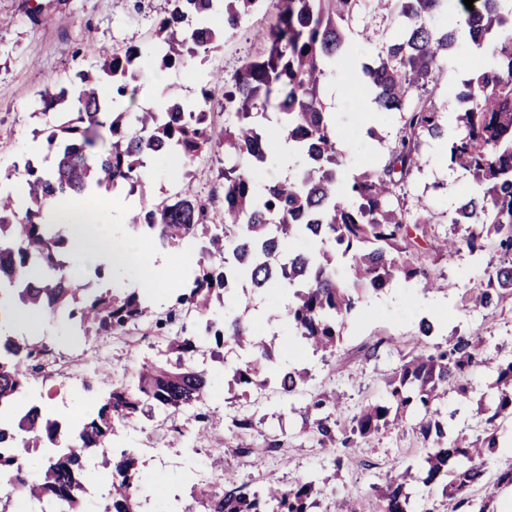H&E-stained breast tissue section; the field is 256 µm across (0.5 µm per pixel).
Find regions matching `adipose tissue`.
Wrapping results in <instances>:
<instances>
[{
	"label": "adipose tissue",
	"mask_w": 512,
	"mask_h": 512,
	"mask_svg": "<svg viewBox=\"0 0 512 512\" xmlns=\"http://www.w3.org/2000/svg\"><path fill=\"white\" fill-rule=\"evenodd\" d=\"M44 219L47 223L68 227L71 275L81 274L89 265L110 268L119 276L131 270L138 288L159 293L165 280L167 259L140 253L132 231H116L110 213L88 215L75 207L63 210L50 204L44 209Z\"/></svg>",
	"instance_id": "adipose-tissue-1"
}]
</instances>
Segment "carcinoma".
<instances>
[{
    "label": "carcinoma",
    "instance_id": "obj_1",
    "mask_svg": "<svg viewBox=\"0 0 512 512\" xmlns=\"http://www.w3.org/2000/svg\"><path fill=\"white\" fill-rule=\"evenodd\" d=\"M213 2L167 0L148 41L95 49V65L76 71L59 92L41 98L44 113L57 112L68 100L73 111L58 112L60 123L51 126L46 138L53 154L50 166L14 165L31 206L19 213L12 192L0 190V293L13 307L68 322L74 339L91 333L118 339L149 320L166 333V352L177 355L174 364L148 361L130 377L111 382L98 406L63 430L48 417V409L22 405L51 353L47 343L37 335L0 336V512H11L22 492L28 493L29 512H81L87 461L116 424L132 419L148 402L169 417L205 403L214 380L193 360L203 344L247 348L252 361L231 369L238 385L272 384L287 397L301 392L308 371L280 365L272 345L252 336L248 303L240 302L229 318H210L216 306L224 305L238 275L247 274L258 292L279 291L285 302L272 310L269 321L285 324L324 357L335 354L345 324L369 295L399 277L433 286L432 272L414 258L411 234L428 220L410 214L402 193L418 167L425 138L448 140L449 165L472 182L471 195L460 201L451 220L468 225L469 233L445 240L440 249L451 253L465 247L474 253L482 249V240H495L504 259L477 290L474 303L496 309L512 300V0H479L459 22L473 45L489 48L492 63L464 81L457 94L462 109L451 126L434 94L442 78L440 63L458 40V29L431 25L443 0H377L397 9L406 25L361 72L379 114L397 118L398 130L387 161L346 182L339 180L344 151L322 93L327 73L344 53V30L360 14L362 0H278L277 21L262 32L263 55L246 61L224 92V110L235 111L232 125H215L204 87L190 111L173 90L165 93L169 106L164 110L137 104L135 62L144 52L153 53L164 68L175 67L209 51L221 37L210 25ZM221 2L224 29L233 30L264 0ZM105 83L112 87L109 101L98 94ZM272 101L281 137L305 165L293 178L258 188L255 175L267 159L266 108ZM213 144L239 159L224 169L221 223L210 222L215 197L201 198L187 181L172 198L142 200L130 224L160 250L202 242L189 289L178 295L177 307L156 317L150 298L135 290L90 293L72 279L64 257L67 239L63 229L42 223L44 203L66 209L79 200L95 210L103 191L127 186L135 192L154 159L176 154L192 162ZM297 241L328 248L294 250ZM340 262L349 267L343 279L336 272ZM190 316L197 318L192 336L186 335L184 322ZM483 362L478 336H459L445 349L413 354L386 378L384 399L364 406L351 428V434L367 439L400 424V411L407 406L418 407L423 412L419 432L432 441L418 473L425 485H443L446 512H490L492 497L477 504L469 491L481 482L487 459L499 448L494 421L512 417V361L498 366V402L475 440L448 439L433 409L450 391L467 396L464 376ZM201 421L213 447H224L228 430L241 435L237 452L251 453L246 440L254 430L250 417L234 418L229 426L214 414ZM311 429L327 455H335L330 416L313 420ZM32 451L41 453L37 469L28 464ZM104 468L109 476L95 512H140L147 488L135 452L111 453ZM410 477L407 469L375 488L379 512H409ZM322 493L314 478L250 489L226 477L219 487L199 488V500L203 512H310Z\"/></svg>",
    "mask_w": 512,
    "mask_h": 512
}]
</instances>
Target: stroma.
I'll return each mask as SVG.
<instances>
[{
  "label": "stroma",
  "mask_w": 512,
  "mask_h": 512,
  "mask_svg": "<svg viewBox=\"0 0 512 512\" xmlns=\"http://www.w3.org/2000/svg\"><path fill=\"white\" fill-rule=\"evenodd\" d=\"M133 0H0V185H16L13 166L21 160L44 165L45 118L39 111L41 91L66 83L76 70L88 68L95 61L90 44L123 48L144 43L149 30L167 8V0H149L142 12H135ZM38 22H31V15ZM276 19L271 4L249 16L233 32H225L216 48L206 55L189 60L182 68L164 69L151 58L138 61L141 90L138 103L152 108L156 102L151 88H175L186 104H195L201 86H209L212 106L219 123L228 122L223 111L224 88L232 84L243 61L260 55L264 44L259 37ZM403 19L388 15L377 20L373 29H364L355 21L347 32L349 50L372 59L381 44L394 39L402 31ZM488 55H476L467 44L459 42L442 62L443 77L436 99L445 117H454L460 108L456 89L472 71L488 62ZM223 71L224 81L211 83L213 72ZM323 101L341 136L345 153L343 178L349 179L366 168L383 165L388 158L397 124L379 118L365 125L361 118L360 89L348 82L342 69H335L325 81ZM223 153L208 154L188 169L201 197L221 194L224 181L220 169L227 167ZM471 191L467 175L451 169L436 141L425 142L420 150L418 169L406 186V206L416 209L426 203L430 222L428 240L462 237L465 226L452 224L450 217L458 201ZM172 262L166 271L165 292L155 298L153 308L171 309L178 294L188 285V274L195 268V258L182 257L171 251ZM499 259L497 246L485 242L482 251L461 250L453 255L424 253L421 261L436 276L435 287H425L420 280L397 279L391 286L371 296L358 317L346 325L335 358L322 360L308 347L297 344L290 333L269 323L268 311L280 303L273 292L252 291L249 283H240L225 299L224 310L231 313L242 298L251 301L252 329L271 338L280 361L310 372L305 393L286 398L273 389L241 390L225 377V369L241 364L246 353L227 345L219 355L202 347L196 363L213 371L216 381L208 403L201 412H212L232 418L249 415L254 419L252 453L235 454L237 439L227 435L222 448L209 447L201 436L197 415L183 413L166 419L161 414L139 413L136 420L119 427L113 437L115 445L138 452L140 470L149 486L157 488L166 500L177 501L184 512L195 507L196 487L208 472L233 474L237 483L251 486L276 480L291 484L308 475L326 478L324 495L314 512H334L335 500L348 497L357 512H377L372 488L383 483L386 475L401 473L424 455V442L413 431L416 414H408L399 426L382 431L371 439L357 440L353 447H337L341 468H334L317 441L305 431L300 414L311 395L326 393L336 396L340 405L334 417L338 435L351 428L353 416L362 406L382 398L385 380L414 350L435 351L446 347L454 336H479L484 340L485 364L474 368L469 377V396L448 394L438 402V418L448 426L449 438L474 440L480 434V411L494 398L492 383L498 364L512 360V302L488 311L474 306L471 295L486 284ZM415 295L420 308L405 304L406 295ZM441 310L442 319L430 336H422L419 323L426 313ZM40 334L67 369L34 383L42 401L51 407L54 419L72 424L77 415L93 407L96 392L82 386L95 360L106 362L113 377L130 374L139 364L158 360L160 342L153 326L141 324L131 337L121 340L89 337L87 346L97 351L96 358L76 359L75 350L61 338L56 323L43 320ZM200 412V413H201ZM500 448L490 458L485 481L472 489L471 496L481 499L494 493L495 508L503 512L511 492L494 490L498 471L512 464V419L496 420ZM279 441L277 450H269L270 441Z\"/></svg>",
  "instance_id": "1"
}]
</instances>
